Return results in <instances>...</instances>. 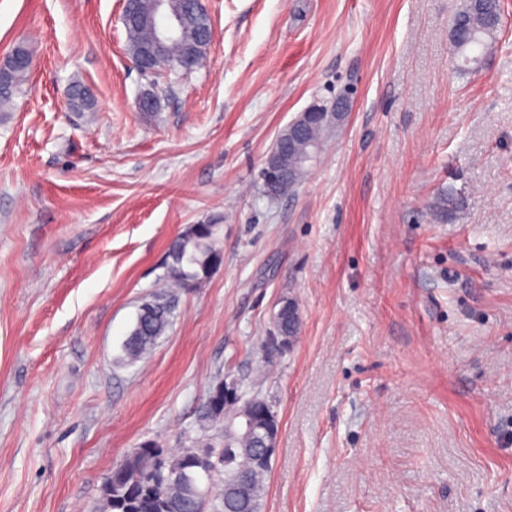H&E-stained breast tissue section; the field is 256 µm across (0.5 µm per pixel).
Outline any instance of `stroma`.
Here are the masks:
<instances>
[{
  "label": "stroma",
  "mask_w": 512,
  "mask_h": 512,
  "mask_svg": "<svg viewBox=\"0 0 512 512\" xmlns=\"http://www.w3.org/2000/svg\"><path fill=\"white\" fill-rule=\"evenodd\" d=\"M456 3L203 0L202 65L156 82L122 0H0V60L32 53L0 112V512H101L133 448L200 437L219 379L277 414L264 512H512V0L474 75ZM346 86L307 178L268 197L276 136ZM192 224L224 260L127 363ZM283 296L301 326L277 351ZM126 32V46L131 59L135 61L140 48L151 38V30L139 26L136 22L124 26Z\"/></svg>",
  "instance_id": "stroma-1"
}]
</instances>
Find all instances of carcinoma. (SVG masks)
I'll use <instances>...</instances> for the list:
<instances>
[{
	"label": "carcinoma",
	"mask_w": 512,
	"mask_h": 512,
	"mask_svg": "<svg viewBox=\"0 0 512 512\" xmlns=\"http://www.w3.org/2000/svg\"><path fill=\"white\" fill-rule=\"evenodd\" d=\"M502 27L501 0H461L449 19L451 52L464 71L479 65L494 44ZM211 29L207 12L195 11L192 24L180 41L171 46L165 70L189 72L182 61L192 52L199 58L208 43L201 33ZM126 46L131 58L151 38V30L137 23L125 25ZM29 68L11 67L0 71V112L21 92ZM335 126L328 118L310 122L307 136L282 134L270 164L300 182L314 144L322 143ZM219 224H192L177 235L168 247L166 278L170 289L155 294L150 305L137 313L124 343L126 359L133 362L149 352L170 325V305L175 290L198 287L221 264ZM224 381L210 387L202 415V431L224 421ZM262 411H257L254 433L236 434L230 446L224 435H203L176 452L145 444L134 449L117 465L103 486L105 512H262L270 466L257 461L254 434L262 429Z\"/></svg>",
	"instance_id": "carcinoma-1"
}]
</instances>
